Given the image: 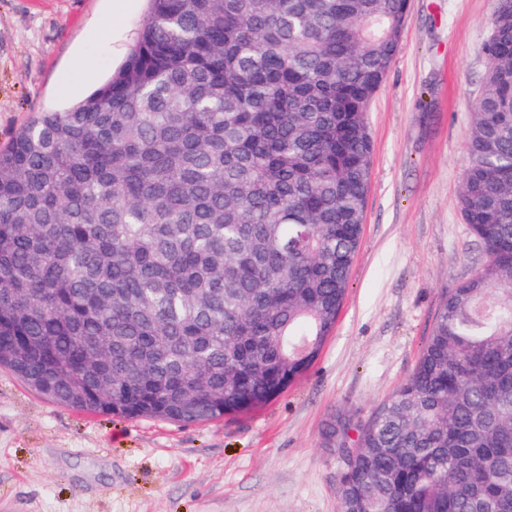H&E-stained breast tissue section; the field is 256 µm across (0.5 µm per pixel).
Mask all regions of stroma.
Instances as JSON below:
<instances>
[{"label":"stroma","instance_id":"stroma-1","mask_svg":"<svg viewBox=\"0 0 512 512\" xmlns=\"http://www.w3.org/2000/svg\"><path fill=\"white\" fill-rule=\"evenodd\" d=\"M0 0V149L105 82L148 0ZM496 0H409L367 112L365 223L336 326L266 405L181 423L58 405L0 366V512H340L329 437L411 375L441 305L484 262L459 194Z\"/></svg>","mask_w":512,"mask_h":512}]
</instances>
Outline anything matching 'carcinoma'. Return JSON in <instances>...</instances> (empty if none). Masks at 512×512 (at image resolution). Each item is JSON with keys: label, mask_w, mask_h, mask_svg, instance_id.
Wrapping results in <instances>:
<instances>
[{"label": "carcinoma", "mask_w": 512, "mask_h": 512, "mask_svg": "<svg viewBox=\"0 0 512 512\" xmlns=\"http://www.w3.org/2000/svg\"><path fill=\"white\" fill-rule=\"evenodd\" d=\"M408 0H150L99 88L0 151V365L92 414L262 405L336 324L367 112ZM459 205L483 265L406 382L340 423L341 512H512V0H497Z\"/></svg>", "instance_id": "carcinoma-1"}]
</instances>
